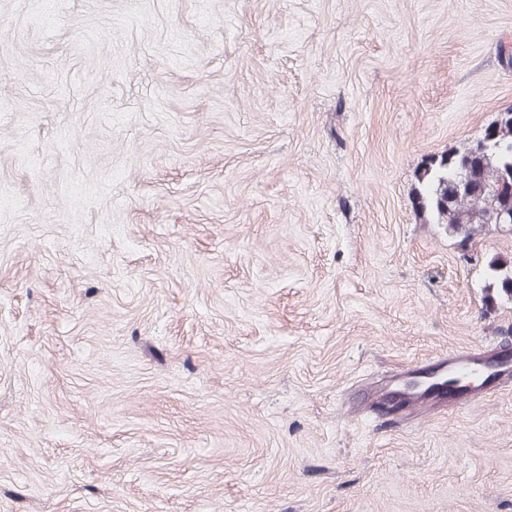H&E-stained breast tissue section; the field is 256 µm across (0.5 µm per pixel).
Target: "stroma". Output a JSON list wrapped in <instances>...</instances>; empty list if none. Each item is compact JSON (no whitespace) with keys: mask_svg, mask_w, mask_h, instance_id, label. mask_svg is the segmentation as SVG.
<instances>
[{"mask_svg":"<svg viewBox=\"0 0 512 512\" xmlns=\"http://www.w3.org/2000/svg\"><path fill=\"white\" fill-rule=\"evenodd\" d=\"M512 0H0V512H512V350L415 174L512 108ZM512 369V358L508 353L495 354L494 348L475 346L457 350L447 357L432 363L415 364L407 367L400 378L381 387L370 389L367 399L381 410H407L427 405L431 402H447L459 406L477 399L486 387ZM448 376V391L438 389L411 390L410 381L432 382ZM459 376L474 379V385L453 387L449 383ZM484 385V388H480Z\"/></svg>","mask_w":512,"mask_h":512,"instance_id":"35a3bbf8","label":"stroma"}]
</instances>
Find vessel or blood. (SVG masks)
<instances>
[{
  "label": "vessel or blood",
  "instance_id": "vessel-or-blood-1",
  "mask_svg": "<svg viewBox=\"0 0 512 512\" xmlns=\"http://www.w3.org/2000/svg\"><path fill=\"white\" fill-rule=\"evenodd\" d=\"M509 372H512V355L495 352L486 346H475L455 351L431 363L409 366L399 379L370 389L367 398L381 410L414 409L432 402L458 406L477 399L484 386ZM460 376L473 378V385L431 392L424 388L425 383Z\"/></svg>",
  "mask_w": 512,
  "mask_h": 512
}]
</instances>
